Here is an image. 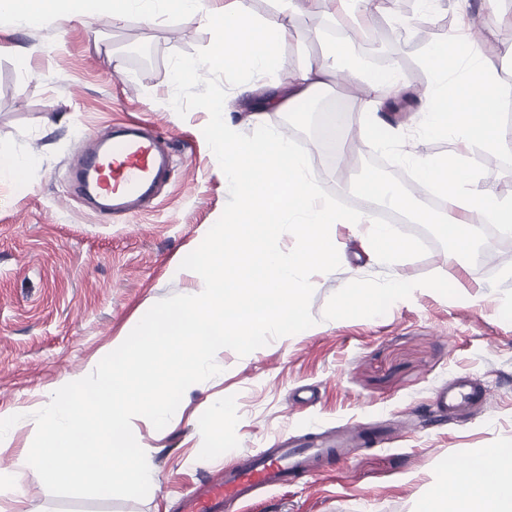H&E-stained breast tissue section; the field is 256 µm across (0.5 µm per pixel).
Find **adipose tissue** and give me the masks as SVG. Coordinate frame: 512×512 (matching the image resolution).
<instances>
[{
	"instance_id": "obj_1",
	"label": "adipose tissue",
	"mask_w": 512,
	"mask_h": 512,
	"mask_svg": "<svg viewBox=\"0 0 512 512\" xmlns=\"http://www.w3.org/2000/svg\"><path fill=\"white\" fill-rule=\"evenodd\" d=\"M101 2L115 22L135 14L147 21L166 15L217 30L221 40L210 63L227 73L275 71L283 63L280 48L292 37L278 18L253 19L246 0H225L219 8L210 0ZM485 2V12L467 23L463 37H448L427 51L429 83L421 95H413L398 63L379 73L359 72L351 67L346 45L336 43L327 45L321 56L304 60L288 89L269 96L279 108L292 112L341 72H349L351 83L363 87L368 97L363 122L352 135L372 143L378 142L386 123L385 111L415 98L420 138L444 136L455 145L447 155L414 154L410 160L422 191L440 195L450 210L467 215L465 223L441 226L461 259L474 256L473 225L500 224L512 231V201L468 185L472 147H495L501 109L512 103V84L498 79L493 58L473 53L474 30H492L497 21L491 9L494 0ZM61 4L69 20L81 17L79 0H0V13L31 26ZM460 64L465 67L462 80L449 81L450 69ZM211 109L214 121L208 136L238 200L225 212L223 223L213 226L209 248L196 259L197 270L210 276L209 286L182 295L164 314L143 310L138 321L143 342L129 346L126 359L112 364L103 388L69 382L64 398L46 418L44 435L29 451L46 482L88 486L107 498L132 484L155 485L158 476L148 453L127 446L130 418L147 408L165 420L178 408L184 384L209 355L223 350L225 341L250 347L280 326L304 322L298 271L311 262L323 268L335 262L333 225L353 220L366 225L379 256L393 258L408 251L410 244L392 225L371 223L378 204L393 205L416 224L436 222L433 212L418 208L412 194L395 191L383 179L358 184L357 195L364 202L358 218L317 204L306 151L282 133L236 135L223 105L215 103ZM285 224L296 225L309 243L305 252L291 258L279 248ZM500 455V449L487 448L467 468H449L420 512H445L452 498L460 502L458 512H512V470L500 469Z\"/></svg>"
}]
</instances>
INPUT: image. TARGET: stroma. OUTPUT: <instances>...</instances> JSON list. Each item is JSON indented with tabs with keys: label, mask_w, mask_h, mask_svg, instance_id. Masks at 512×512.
<instances>
[{
	"label": "stroma",
	"mask_w": 512,
	"mask_h": 512,
	"mask_svg": "<svg viewBox=\"0 0 512 512\" xmlns=\"http://www.w3.org/2000/svg\"><path fill=\"white\" fill-rule=\"evenodd\" d=\"M397 2V10L361 19L351 41L349 19L332 9L291 15L275 0H250L256 18L279 16L295 32L281 48L282 67L264 78L211 67L220 40L213 29L163 17L114 24L99 0H84L79 23L58 17L19 28L0 17V157L32 158L23 181H0V414L13 418L0 438V469L14 475L28 512H181L182 496L200 479L278 441L309 438L342 442L346 453L226 512H418L449 466H466L486 448L512 457V253L493 266L466 264L453 260L448 238L429 246L414 235L408 253L385 260L370 252L366 225L339 224L335 267L299 271L304 323L252 347L225 342L166 422L147 408L131 418L127 444L150 449L157 486L106 499L46 483L28 458L67 382L97 386L101 369L138 340L142 307L161 313L207 288L194 259L210 244V225L223 223L237 202L206 135L209 103L222 102L234 116L261 111V126L243 124L241 134L287 132L309 150L323 200L358 211L353 179L374 173L375 152L354 140L356 159L338 167L321 127L337 104L359 125V90L331 83L295 114L263 99L269 86L287 87L302 55L344 41L366 71L395 60L415 71L413 88L425 89L424 56L446 37L436 25L457 8L454 0H435L429 10L421 0ZM497 10L480 50L496 57L498 74L512 76V0H498ZM180 61L194 68L179 80ZM244 83L252 93L240 94ZM126 118L151 122L170 139L173 171L156 208L115 224L74 195L69 171L80 141ZM388 121L404 127L398 152L384 155L394 171L409 167L402 152L453 148L445 137L414 143L417 127L403 113ZM472 183L512 200V140H500ZM391 280L399 290L383 292ZM345 288L377 290L376 308L338 310ZM459 376L484 386L485 401L452 419L424 417L437 391ZM218 404L231 427L223 437L204 436L199 427ZM360 431L381 432L383 444H361Z\"/></svg>",
	"instance_id": "35a3bbf8"
}]
</instances>
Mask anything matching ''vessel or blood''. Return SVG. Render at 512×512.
Returning <instances> with one entry per match:
<instances>
[{
  "label": "vessel or blood",
  "instance_id": "obj_1",
  "mask_svg": "<svg viewBox=\"0 0 512 512\" xmlns=\"http://www.w3.org/2000/svg\"><path fill=\"white\" fill-rule=\"evenodd\" d=\"M171 178L170 146L152 125L119 123L109 137L86 150L73 176L77 195L91 199L102 214L119 222L131 214L156 207ZM483 392L460 381L438 392V411L454 413ZM337 449L308 441L295 448H278L247 458L219 480L206 479L185 494L183 512H224L227 503L251 500L264 487H281L309 470L317 461L333 459Z\"/></svg>",
  "mask_w": 512,
  "mask_h": 512
}]
</instances>
